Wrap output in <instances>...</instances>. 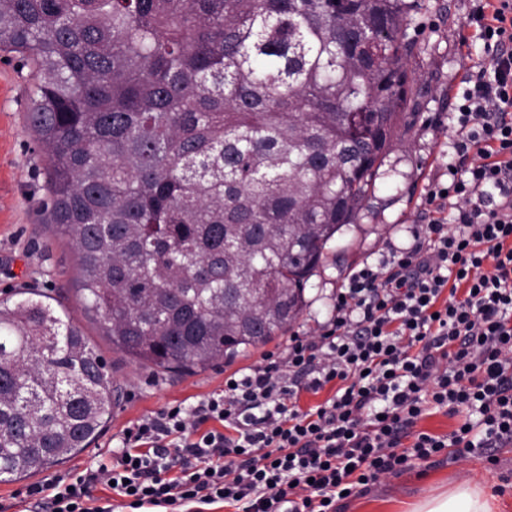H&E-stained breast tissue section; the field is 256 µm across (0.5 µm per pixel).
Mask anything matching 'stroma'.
I'll list each match as a JSON object with an SVG mask.
<instances>
[{"mask_svg":"<svg viewBox=\"0 0 512 512\" xmlns=\"http://www.w3.org/2000/svg\"><path fill=\"white\" fill-rule=\"evenodd\" d=\"M469 10V0H418L407 29L412 93L394 148L359 213L358 229L332 243L323 266L310 279L308 305L293 333L316 330L327 321L352 269L378 263L390 245L408 244L412 228L424 221L425 196L433 180H449V169L456 164L452 96L470 67L485 58L481 42L460 44ZM29 89L26 60L0 51V297L24 288L72 312L106 359L120 397L111 422L90 448L47 471L0 482V512H28L29 486L46 485L59 474H78L112 460L122 448L123 429L132 422L169 405H196L220 392L230 374L246 372L268 354L283 353L289 342L288 336H279L192 373H161L113 349L99 321L83 312L76 253L61 230L42 223L39 215L47 200V162L24 119ZM474 477L495 486L501 512H512V447L496 449L491 460L476 451L459 459L445 450L433 461H413L363 494L344 500L339 512H407L438 488L449 489Z\"/></svg>","mask_w":512,"mask_h":512,"instance_id":"stroma-1","label":"stroma"}]
</instances>
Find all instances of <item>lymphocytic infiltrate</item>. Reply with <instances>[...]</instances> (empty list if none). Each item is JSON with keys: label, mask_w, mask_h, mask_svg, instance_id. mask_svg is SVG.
<instances>
[{"label": "lymphocytic infiltrate", "mask_w": 512, "mask_h": 512, "mask_svg": "<svg viewBox=\"0 0 512 512\" xmlns=\"http://www.w3.org/2000/svg\"><path fill=\"white\" fill-rule=\"evenodd\" d=\"M466 24L489 60L453 96L460 173L432 184L409 245L350 272L330 319L284 356L138 420L115 461L29 488L43 512H115L99 485L131 512H336L410 461L512 446V0H472ZM432 408L468 418L417 431Z\"/></svg>", "instance_id": "1"}]
</instances>
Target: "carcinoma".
I'll use <instances>...</instances> for the list:
<instances>
[{"mask_svg": "<svg viewBox=\"0 0 512 512\" xmlns=\"http://www.w3.org/2000/svg\"><path fill=\"white\" fill-rule=\"evenodd\" d=\"M412 0H0L84 314L163 372L297 322L354 226L410 90ZM0 298V480L60 465L112 415L79 321Z\"/></svg>", "mask_w": 512, "mask_h": 512, "instance_id": "1", "label": "carcinoma"}]
</instances>
